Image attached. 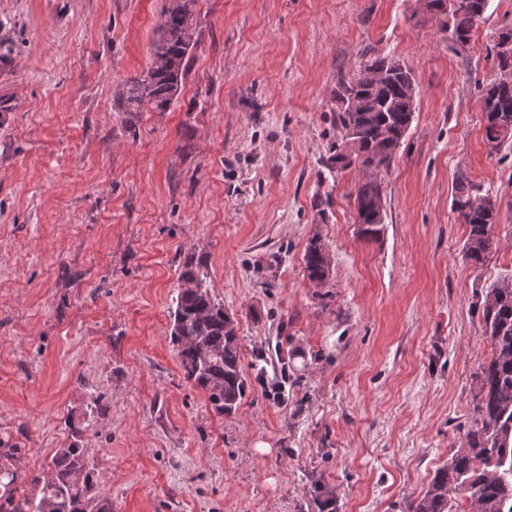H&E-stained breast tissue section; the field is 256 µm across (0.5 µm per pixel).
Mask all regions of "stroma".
Segmentation results:
<instances>
[{"label": "stroma", "mask_w": 512, "mask_h": 512, "mask_svg": "<svg viewBox=\"0 0 512 512\" xmlns=\"http://www.w3.org/2000/svg\"><path fill=\"white\" fill-rule=\"evenodd\" d=\"M166 4L0 0V439L27 480L84 448L112 512H405L472 422L478 303L512 281V140L487 142L480 101L512 0H488L461 49L415 0H196L177 101L119 111ZM368 51L418 91L374 238L360 173L323 165L336 79ZM462 175L498 197L480 264ZM200 262L250 382L229 415L170 341ZM262 369L287 370L283 397ZM303 260L307 278L317 287H325L331 273L332 258L319 237L315 236L309 241Z\"/></svg>", "instance_id": "35a3bbf8"}]
</instances>
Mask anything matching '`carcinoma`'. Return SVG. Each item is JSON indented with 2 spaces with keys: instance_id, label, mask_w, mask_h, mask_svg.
Wrapping results in <instances>:
<instances>
[{
  "instance_id": "carcinoma-1",
  "label": "carcinoma",
  "mask_w": 512,
  "mask_h": 512,
  "mask_svg": "<svg viewBox=\"0 0 512 512\" xmlns=\"http://www.w3.org/2000/svg\"><path fill=\"white\" fill-rule=\"evenodd\" d=\"M194 6L195 0H168L151 67L116 92L119 110L139 112L149 106L166 112L177 100L190 52L198 44ZM486 7L487 0H431V8L443 19L441 29L457 46L470 43ZM494 56L497 74L482 88V103L494 99L502 117H512V51L501 50L496 42ZM415 90V78L405 64L375 54L362 60L355 74L340 75L333 90L337 135L324 166L331 172L363 169L355 208L366 236H376L385 221L381 176L391 169L414 120ZM452 209L469 227L465 257L482 262L491 246L497 197L462 175ZM303 260L307 278L326 286L332 258L319 237L309 241ZM182 280L186 287L176 298L171 341L187 380L205 392L216 413L229 415L247 390L235 325L224 304L210 293L201 268H185ZM480 307L492 356L476 375L473 426L461 446L451 449L448 463L437 469L421 498L407 504V512H457L461 494L470 512H512V282L503 280L487 289ZM24 452L0 447V512H112L108 500L88 496L96 474L84 449H58L53 471L32 479L34 493L18 487Z\"/></svg>"
}]
</instances>
